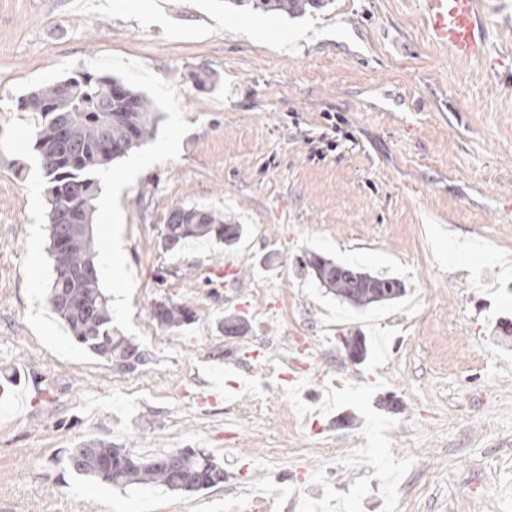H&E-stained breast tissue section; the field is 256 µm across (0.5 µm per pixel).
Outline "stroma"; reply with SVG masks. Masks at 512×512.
<instances>
[{
    "mask_svg": "<svg viewBox=\"0 0 512 512\" xmlns=\"http://www.w3.org/2000/svg\"><path fill=\"white\" fill-rule=\"evenodd\" d=\"M498 67L435 46L420 0H328L299 17L224 0H0V512H251L240 485L390 512L391 482L433 475L407 512H512V0H491ZM88 71L143 93L154 135L94 177L100 285L112 325L148 351L124 372L70 336L44 302L49 206L30 90ZM203 205L245 225L165 252L170 210ZM242 257L244 281L210 272ZM400 280L392 302L358 309L316 279L309 254ZM188 305L167 329L151 302ZM245 317L244 336L219 329ZM368 354L347 358L343 337ZM265 349L327 378L336 411L302 423L274 363L245 366L211 396L225 353ZM495 434H488V424ZM102 439L141 455L200 448L224 465L192 494L116 489L66 471L70 448ZM357 456L346 465L331 449ZM149 317L158 325L169 329H179L192 323L195 315L187 305L169 299H159L151 303Z\"/></svg>",
    "mask_w": 512,
    "mask_h": 512,
    "instance_id": "35a3bbf8",
    "label": "stroma"
}]
</instances>
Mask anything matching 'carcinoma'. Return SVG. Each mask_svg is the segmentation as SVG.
Instances as JSON below:
<instances>
[{"label": "carcinoma", "instance_id": "1", "mask_svg": "<svg viewBox=\"0 0 512 512\" xmlns=\"http://www.w3.org/2000/svg\"><path fill=\"white\" fill-rule=\"evenodd\" d=\"M266 12L301 16L324 0H253ZM76 90L64 100L58 83L30 91L19 107L38 116L34 147L46 178L50 206V254L54 276L47 303L74 339L92 354L123 371L149 364L148 353L112 329L109 298L99 284L97 248L91 230V206L98 191L92 173L109 166L150 138L158 118L150 101L115 78L82 72ZM66 105H61V101ZM240 224L203 206H178L164 227V249L174 251L191 238H214L226 246L242 236ZM307 264L324 287L358 308L396 300L405 288L395 278L356 271L312 254ZM149 317L161 326L179 329L192 323L194 312L169 299L151 303ZM143 458L129 448L102 440H85L67 453L69 472L116 488L163 486L172 492L195 493L224 483V466L200 448Z\"/></svg>", "mask_w": 512, "mask_h": 512}]
</instances>
